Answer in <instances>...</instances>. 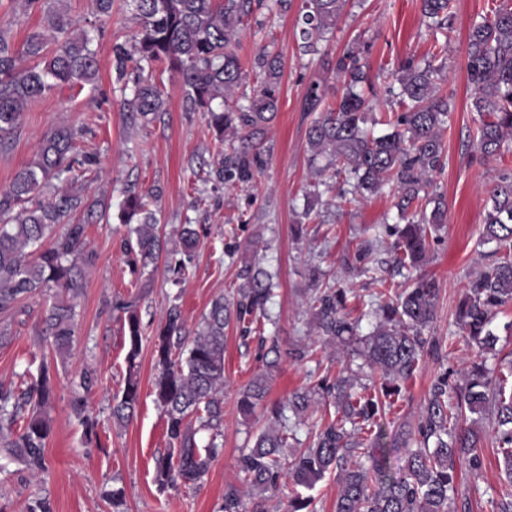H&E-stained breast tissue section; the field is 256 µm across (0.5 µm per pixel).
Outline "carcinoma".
I'll return each instance as SVG.
<instances>
[{
  "instance_id": "cac0c4a2",
  "label": "carcinoma",
  "mask_w": 512,
  "mask_h": 512,
  "mask_svg": "<svg viewBox=\"0 0 512 512\" xmlns=\"http://www.w3.org/2000/svg\"><path fill=\"white\" fill-rule=\"evenodd\" d=\"M287 0H128L138 23L132 43L112 44V70L132 119L145 123L166 111V99L153 77L154 66L167 69L180 83L184 108L208 116L215 139L224 145L209 163L210 180L227 187L250 184L264 165L263 143L280 107L282 64L264 49L244 61L239 55L245 18L264 6ZM58 0H21L26 13L40 11L45 25L27 33L22 51L0 31V144L18 127L24 110L35 99L64 87H96L100 64L95 37L75 28ZM346 0H301L298 39L305 55L323 57V43L336 27ZM450 0H420L422 16L431 21L437 53L448 52L452 29ZM364 50L349 48L327 61L341 83L335 94L310 82L305 105L316 112L307 136L311 182L305 215L321 202L320 187L337 177L353 181L351 194L374 195L395 189L394 207L403 225L387 228L397 266L414 269L396 298L352 318L347 291L323 286L319 269L312 270L308 300L315 335L336 346L348 359L346 368L293 393L286 409H275L267 424L243 448L237 460L243 484L255 491L253 512H264L266 494L279 489L282 477L310 489L326 474L336 473L339 491L334 512H458L455 506L457 465L474 475L484 467L479 429L485 417L495 418L496 453L503 480L512 485V365L507 370L486 367L484 352L493 348L492 323L497 311L512 304V172L502 169L486 176L488 196L483 237L501 255L477 273L460 300L456 321L468 344L477 350L463 373V383H449L448 372L431 385L416 426L401 428L405 455L395 467L380 419L420 368L427 339L423 332L434 321L440 288L435 278L418 271L437 232L447 223L444 197L433 190L434 177L444 167L443 126L455 109L443 92L444 65L430 59L405 61L397 85L388 88L391 103L385 125L376 135L368 127L376 92ZM470 106L478 119L474 132L476 159L482 165L501 164L512 145V0H500L492 15L470 25L465 50ZM257 83L253 93L240 92L248 76ZM82 130L57 125L41 138L35 158L0 189V310L54 288L43 319V333L60 357L74 342L75 307L69 294L81 287L83 270L96 256L86 249V225L97 218L100 202L74 187L75 171L95 163L81 153ZM322 158L325 165L314 161ZM345 191L338 197L352 202ZM162 190L129 192L121 204L127 226L121 247L128 263L145 269L162 251L158 202ZM72 213L83 216L64 232L55 228ZM200 229L183 224L179 249L167 258L168 282L184 284L192 275ZM372 242L359 245L344 258L346 266L368 275L378 297L391 292L389 280L370 264ZM244 283L231 298L218 296L198 328H185L178 305L147 336L136 297L113 301L112 310L127 330L129 349L123 387L113 396L112 419L125 423L135 415L141 397L139 356L143 341L152 344V390L163 408L170 448L155 457L159 488L179 482L201 484L221 448L212 441L199 445L201 430L217 427L224 417V340L232 324L263 325L274 292L271 275L257 265H244ZM271 359L240 391L237 407L248 419L264 401L281 355L272 346ZM379 376L365 384L361 377ZM93 377L80 376L72 408L85 409L84 393ZM323 399L325 418L312 432L306 448H297L296 428ZM53 400L48 369L17 393L0 387V448L23 461L32 474L45 470L44 450L50 434L48 408ZM222 512H246L241 491H224Z\"/></svg>"
}]
</instances>
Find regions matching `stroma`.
<instances>
[{"label":"stroma","instance_id":"stroma-1","mask_svg":"<svg viewBox=\"0 0 512 512\" xmlns=\"http://www.w3.org/2000/svg\"><path fill=\"white\" fill-rule=\"evenodd\" d=\"M68 16L80 27L104 31L95 48L100 62L97 88L53 92L32 102L5 145L0 146V188L8 186L19 169L34 157L39 140L50 128L68 124L83 128V144L96 154L97 178L84 184L92 197H104L110 223L90 224L86 239L96 260L82 279L75 298L76 330L67 358H59L43 341L44 301L36 297L14 310L0 313V326H8L11 342L0 346V385L21 388L30 373L47 364L53 378L54 399L49 410L50 436L45 448L47 470L33 478L23 462H8L0 471V512H27L43 499L51 512H220L224 491L240 486L237 467L240 448L262 429L270 407L287 402L309 382L310 370L334 378L344 363L335 346L316 343L318 363L300 362L292 351L307 341L309 271L319 267L325 282L348 289V310L358 316L371 301L373 285L366 276L346 269L343 258L355 245L373 241L374 260L386 262L389 236H374L375 224H393L397 212L390 193L358 198L353 205L336 208V189L324 191L322 205L305 214V193L310 183L306 85L314 80L333 81L319 63L303 56L295 36L297 8L283 13L258 10L241 37L242 58L260 49L281 57L280 110L264 144L265 165L254 182L227 188L208 181L206 163L216 153L201 112L185 111L182 89L172 78L164 80L165 114L141 126L120 106V93L112 74V43L130 38L138 28L127 8L111 17H97L92 0H64ZM496 0H451L453 31L445 63V91L453 93L455 110L443 132L445 168L435 183L448 203V222L438 233L422 270L441 288L436 318L425 332L428 340L420 370L407 383L403 396L384 419L389 434L406 424H417L423 399L438 374L461 372L476 356L454 322V313L470 280L492 262L494 244L482 238L487 196L486 170L473 160L470 140L476 126L470 108L463 68L466 36L474 19L492 14ZM419 0H347L328 42L329 55L351 46L369 45L367 70L377 99L373 117L375 134L385 133L381 123L390 103L386 89L396 80L399 64L408 58H427L433 45L425 34ZM160 186L162 232L165 249L177 243L181 224L206 227L195 259L194 273L181 287L166 281L163 263L149 266V278L132 274L121 251L118 232L120 204L127 187L144 190ZM302 235H295L296 224ZM253 260L274 273L275 297L270 313L276 326L264 332H244L231 325L224 348L223 453L212 464L204 483L180 484L159 491L154 482V457L169 447L166 416L152 391L154 357L144 345L141 363V400L132 421L120 426L110 418L113 394L124 384L127 339L112 313L115 297L140 299L143 322L160 323L170 305H179L187 329H196L211 301L232 295L241 283L238 273ZM283 354L269 392L254 416L243 418L236 407L239 391L262 369V357L271 345ZM91 370L94 384L86 396V412L97 418L98 438L85 441L83 427L72 409L73 383ZM494 418L483 422L485 468L479 477L463 474L457 490L468 498L471 512H492L489 497H501L512 487L500 477L493 453ZM121 490L119 501L110 494Z\"/></svg>","mask_w":512,"mask_h":512}]
</instances>
